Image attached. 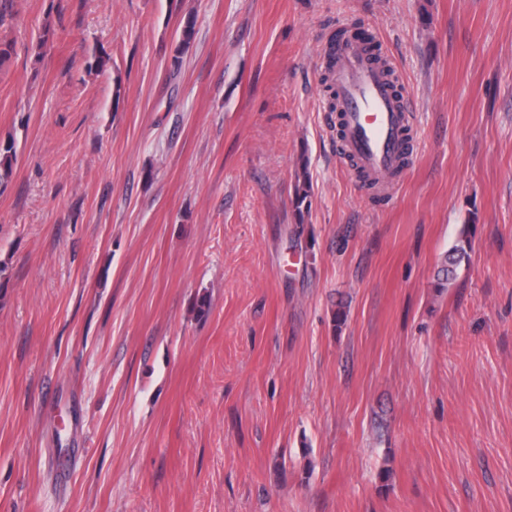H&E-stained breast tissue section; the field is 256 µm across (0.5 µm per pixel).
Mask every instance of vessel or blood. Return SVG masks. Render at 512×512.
<instances>
[{
	"label": "vessel or blood",
	"instance_id": "obj_1",
	"mask_svg": "<svg viewBox=\"0 0 512 512\" xmlns=\"http://www.w3.org/2000/svg\"><path fill=\"white\" fill-rule=\"evenodd\" d=\"M386 65L345 40L332 50V91L338 112L336 146L368 182L386 188L404 162L411 104L397 95Z\"/></svg>",
	"mask_w": 512,
	"mask_h": 512
}]
</instances>
